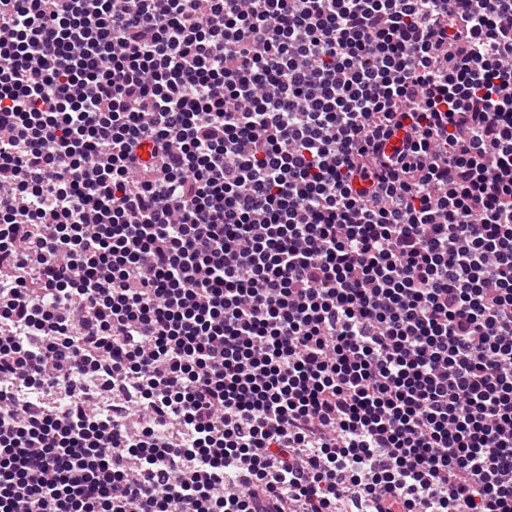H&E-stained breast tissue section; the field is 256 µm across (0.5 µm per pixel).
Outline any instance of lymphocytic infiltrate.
Returning a JSON list of instances; mask_svg holds the SVG:
<instances>
[{
  "mask_svg": "<svg viewBox=\"0 0 512 512\" xmlns=\"http://www.w3.org/2000/svg\"><path fill=\"white\" fill-rule=\"evenodd\" d=\"M0 512H512V0H0Z\"/></svg>",
  "mask_w": 512,
  "mask_h": 512,
  "instance_id": "obj_1",
  "label": "lymphocytic infiltrate"
}]
</instances>
